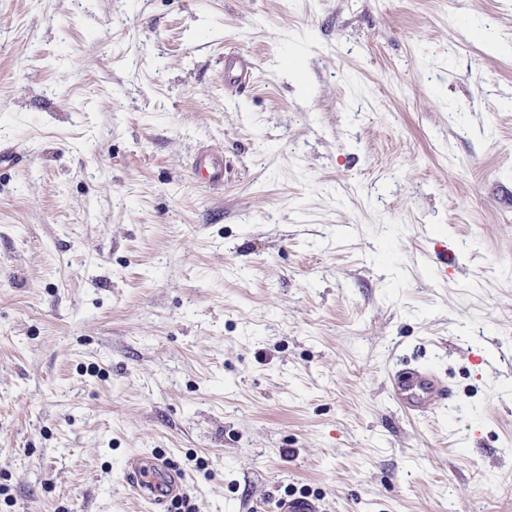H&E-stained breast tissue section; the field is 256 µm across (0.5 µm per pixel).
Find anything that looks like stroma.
Instances as JSON below:
<instances>
[{
    "label": "stroma",
    "mask_w": 512,
    "mask_h": 512,
    "mask_svg": "<svg viewBox=\"0 0 512 512\" xmlns=\"http://www.w3.org/2000/svg\"><path fill=\"white\" fill-rule=\"evenodd\" d=\"M0 144V512H512V0H0ZM390 384L392 396L410 415L433 412L452 397L442 375L424 365L397 369L390 376ZM124 478L127 487L148 504L150 512H167V504L184 493V477L163 456L130 455L125 461Z\"/></svg>",
    "instance_id": "stroma-1"
}]
</instances>
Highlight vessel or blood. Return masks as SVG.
Wrapping results in <instances>:
<instances>
[{"mask_svg": "<svg viewBox=\"0 0 512 512\" xmlns=\"http://www.w3.org/2000/svg\"><path fill=\"white\" fill-rule=\"evenodd\" d=\"M394 399L412 415L433 412L452 396L442 375L427 366L402 368L390 376ZM127 487L147 503L149 512H166V506L184 492L185 479L165 457H127L124 467Z\"/></svg>", "mask_w": 512, "mask_h": 512, "instance_id": "vessel-or-blood-1", "label": "vessel or blood"}]
</instances>
